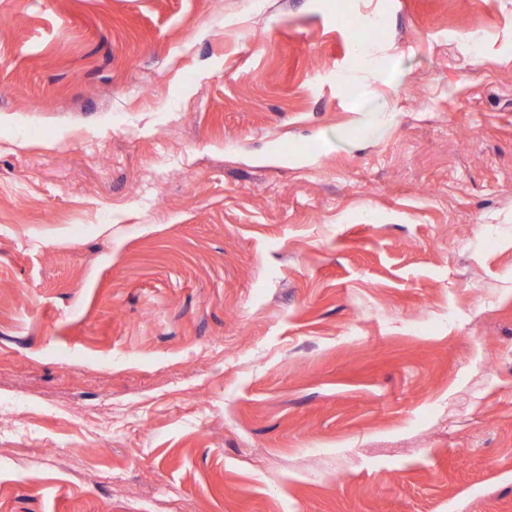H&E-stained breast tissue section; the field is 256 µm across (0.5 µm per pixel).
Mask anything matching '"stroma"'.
Segmentation results:
<instances>
[{"mask_svg":"<svg viewBox=\"0 0 512 512\" xmlns=\"http://www.w3.org/2000/svg\"><path fill=\"white\" fill-rule=\"evenodd\" d=\"M0 400V512H512V0H0Z\"/></svg>","mask_w":512,"mask_h":512,"instance_id":"1","label":"stroma"}]
</instances>
